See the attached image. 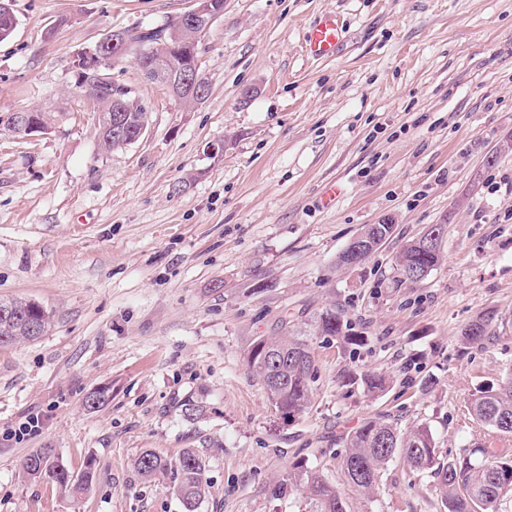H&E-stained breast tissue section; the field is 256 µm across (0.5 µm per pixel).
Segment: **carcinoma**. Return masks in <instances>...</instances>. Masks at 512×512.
<instances>
[{
  "label": "carcinoma",
  "instance_id": "obj_1",
  "mask_svg": "<svg viewBox=\"0 0 512 512\" xmlns=\"http://www.w3.org/2000/svg\"><path fill=\"white\" fill-rule=\"evenodd\" d=\"M171 27L137 26L124 30L135 47L143 48L169 39ZM442 260L441 247L431 253L422 251L418 241L407 244L396 257V265L404 279L407 270L420 272L426 278ZM49 324V316L38 304L19 299H0V346L19 339L35 340ZM490 322L478 317L462 332V343L472 345L488 336ZM316 331L334 336L349 345L364 343V337L352 333L347 321L327 311L317 320ZM249 367L263 383L269 403L289 417L303 411L309 400L311 356L307 340L283 334L278 338L259 336L249 345L246 354ZM471 420L484 430V443L476 449L479 456L464 461L440 458L429 427L421 424L403 433L391 422L367 420L346 438L343 459L344 475L355 488L369 493L385 465L401 453L416 469H429L439 481L442 504L447 512H493L500 498L512 493V454L499 451L496 442L512 438V369L496 387L480 390L467 405ZM23 472L32 479L48 478L59 488L76 496L87 490L93 479L92 465L75 476L49 450L26 456ZM138 476L152 480L165 474L168 463L150 450L134 461ZM177 470L180 481L177 494L184 512H197L205 492L206 459L194 448L182 452ZM279 490L300 491L313 502L314 512H346L336 487L303 461L293 464L288 480Z\"/></svg>",
  "mask_w": 512,
  "mask_h": 512
}]
</instances>
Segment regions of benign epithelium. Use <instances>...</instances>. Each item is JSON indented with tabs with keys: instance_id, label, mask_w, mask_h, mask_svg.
Here are the masks:
<instances>
[{
	"instance_id": "1",
	"label": "benign epithelium",
	"mask_w": 512,
	"mask_h": 512,
	"mask_svg": "<svg viewBox=\"0 0 512 512\" xmlns=\"http://www.w3.org/2000/svg\"><path fill=\"white\" fill-rule=\"evenodd\" d=\"M192 10L181 16L172 34V40L162 41L154 46V54L144 68L147 80L159 83L182 105L194 107L202 103L208 95V86L200 74V44L212 22L222 13V0H194ZM112 49V57L103 58L100 45L85 47L75 56L72 69L86 76L98 74L103 70H112V63L122 59L130 52V43L118 32H112V39L106 41ZM0 123L15 129L16 132L30 136L44 132L46 128L36 122L29 111H15L0 114ZM112 130L126 137L127 143L138 141L146 132V126L134 132L126 131L122 115H112ZM365 237L359 235L347 246V266L361 264V253L365 250Z\"/></svg>"
}]
</instances>
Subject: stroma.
<instances>
[{"instance_id":"1","label":"stroma","mask_w":512,"mask_h":512,"mask_svg":"<svg viewBox=\"0 0 512 512\" xmlns=\"http://www.w3.org/2000/svg\"><path fill=\"white\" fill-rule=\"evenodd\" d=\"M192 7L12 0L0 113L37 108L49 129L0 131V299L35 302L50 324L0 346V512H183L187 448L208 462L197 512H312L278 491L299 460L348 512H443L436 476L403 455L370 495L341 462L375 418L426 424L441 457L472 456L466 405L512 367V0H224L201 44L205 102L184 108L128 53L112 77L146 108L147 131L103 151L76 52ZM326 12L344 45L316 60L304 37ZM385 220L393 233L373 255L338 264ZM432 224L445 227L442 263L399 282L396 255ZM328 310L362 347L314 335ZM489 311L486 339L462 344ZM285 329L309 335L313 359L310 400L289 421L245 358L254 337ZM361 373L386 389L369 393ZM189 400L204 407L194 421ZM42 448L73 475L92 468L89 490L23 479L21 460ZM146 449L171 465L152 482L132 466Z\"/></svg>"}]
</instances>
